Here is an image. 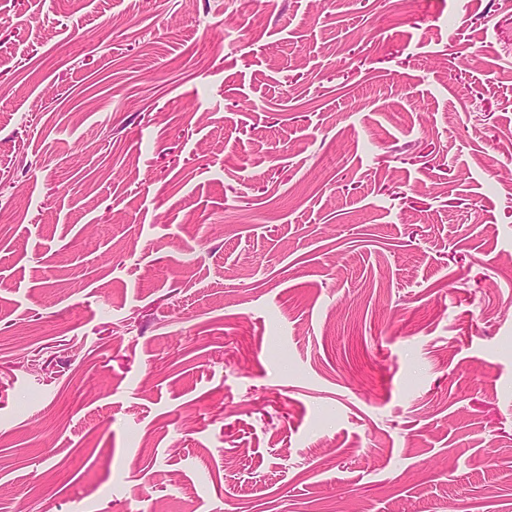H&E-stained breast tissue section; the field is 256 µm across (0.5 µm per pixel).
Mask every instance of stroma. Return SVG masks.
Listing matches in <instances>:
<instances>
[{
    "mask_svg": "<svg viewBox=\"0 0 512 512\" xmlns=\"http://www.w3.org/2000/svg\"><path fill=\"white\" fill-rule=\"evenodd\" d=\"M0 512H512V0H0Z\"/></svg>",
    "mask_w": 512,
    "mask_h": 512,
    "instance_id": "1",
    "label": "stroma"
}]
</instances>
